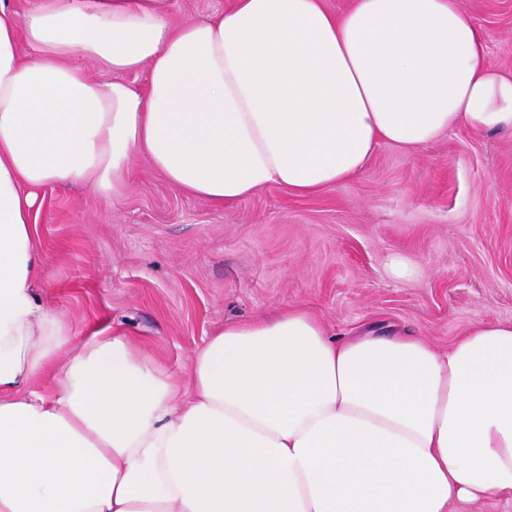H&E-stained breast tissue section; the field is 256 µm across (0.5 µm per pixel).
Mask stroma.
<instances>
[{
	"label": "stroma",
	"instance_id": "35a3bbf8",
	"mask_svg": "<svg viewBox=\"0 0 512 512\" xmlns=\"http://www.w3.org/2000/svg\"><path fill=\"white\" fill-rule=\"evenodd\" d=\"M512 71V0H460ZM36 217L43 303L74 335L100 321L166 373L229 321L302 306L338 337L412 333L444 351L464 331L512 321V134L459 126L418 152L381 145L352 179L313 197L262 189L216 208L134 156L105 196L53 184ZM415 268L389 271L392 254Z\"/></svg>",
	"mask_w": 512,
	"mask_h": 512
}]
</instances>
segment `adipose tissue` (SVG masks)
<instances>
[{"mask_svg":"<svg viewBox=\"0 0 512 512\" xmlns=\"http://www.w3.org/2000/svg\"><path fill=\"white\" fill-rule=\"evenodd\" d=\"M0 0V512H451L512 499V322L441 352L331 337L301 306L225 323L181 383L40 302L53 183L119 190L140 154L218 207L314 196L380 145L512 132V72L459 0ZM32 49L19 52V41ZM84 66L71 64L72 56ZM115 72L100 83L86 65ZM146 70V91L121 76ZM231 3V0H172L171 20L180 23L208 17L220 13Z\"/></svg>","mask_w":512,"mask_h":512,"instance_id":"obj_1","label":"adipose tissue"}]
</instances>
